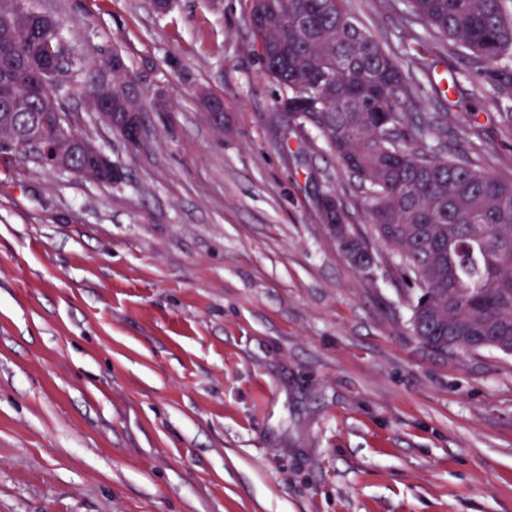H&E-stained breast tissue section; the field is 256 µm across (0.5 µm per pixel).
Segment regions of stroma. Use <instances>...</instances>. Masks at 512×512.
<instances>
[{"label": "stroma", "mask_w": 512, "mask_h": 512, "mask_svg": "<svg viewBox=\"0 0 512 512\" xmlns=\"http://www.w3.org/2000/svg\"><path fill=\"white\" fill-rule=\"evenodd\" d=\"M40 6L75 53L119 51L150 114L127 143L75 75L72 127L124 179L0 163V512H512V356L423 345L391 247L352 267L316 199L367 235L366 196L314 123L288 132L247 0ZM347 6L408 81L418 54L475 66L402 0ZM458 97L416 109L512 176L495 104Z\"/></svg>", "instance_id": "1"}]
</instances>
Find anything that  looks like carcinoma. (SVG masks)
<instances>
[{
    "mask_svg": "<svg viewBox=\"0 0 512 512\" xmlns=\"http://www.w3.org/2000/svg\"><path fill=\"white\" fill-rule=\"evenodd\" d=\"M19 13L0 0V81L6 74L27 87L29 126L63 111L56 76L28 66L34 57L63 61L84 74V92L110 57L74 55L54 23L29 27L41 12L27 0ZM249 24L269 78L285 92V122L313 121L337 161L367 194L376 238L398 254L403 278L415 288L410 324L435 352L493 348L512 355V177L484 166L487 152L471 145L464 157L427 145L448 134L434 113L411 112L419 95L439 94L409 83L397 55L361 27L346 0H249ZM407 14L476 58L465 73L480 83L512 61V0H406ZM124 71L113 82V111H126ZM15 109L0 88V132L14 126ZM354 266L369 269L367 239L357 234Z\"/></svg>",
    "mask_w": 512,
    "mask_h": 512,
    "instance_id": "carcinoma-1",
    "label": "carcinoma"
}]
</instances>
